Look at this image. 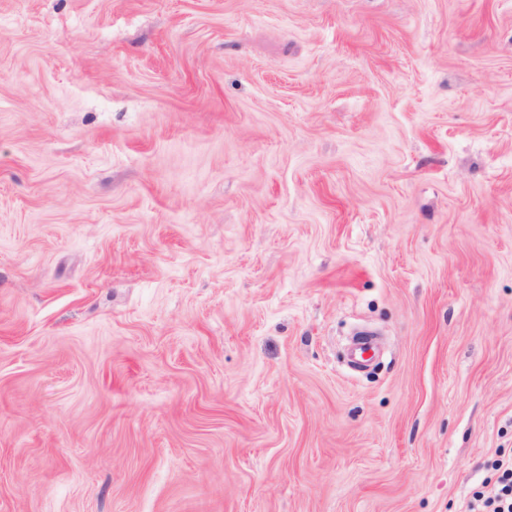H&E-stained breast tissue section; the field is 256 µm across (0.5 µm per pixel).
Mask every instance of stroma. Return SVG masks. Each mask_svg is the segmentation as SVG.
<instances>
[{
  "label": "stroma",
  "instance_id": "obj_1",
  "mask_svg": "<svg viewBox=\"0 0 512 512\" xmlns=\"http://www.w3.org/2000/svg\"><path fill=\"white\" fill-rule=\"evenodd\" d=\"M510 451L512 0H0V512H461Z\"/></svg>",
  "mask_w": 512,
  "mask_h": 512
}]
</instances>
